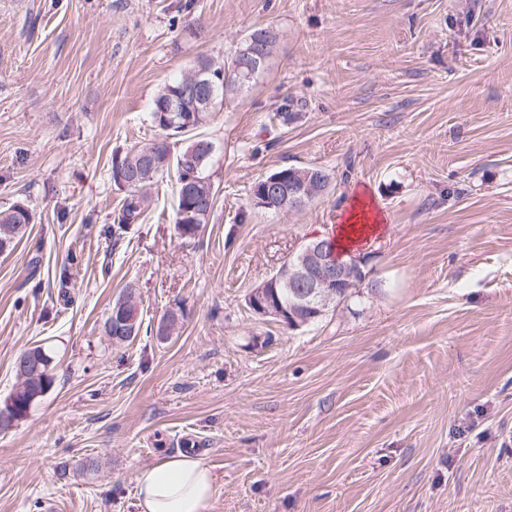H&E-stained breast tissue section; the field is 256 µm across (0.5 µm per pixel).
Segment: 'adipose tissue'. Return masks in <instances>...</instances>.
Wrapping results in <instances>:
<instances>
[{
	"mask_svg": "<svg viewBox=\"0 0 512 512\" xmlns=\"http://www.w3.org/2000/svg\"><path fill=\"white\" fill-rule=\"evenodd\" d=\"M382 221L367 193L355 194L336 228L337 251L359 247L379 231ZM217 488L213 470L186 453L141 466L136 475L139 512H210Z\"/></svg>",
	"mask_w": 512,
	"mask_h": 512,
	"instance_id": "obj_1",
	"label": "adipose tissue"
}]
</instances>
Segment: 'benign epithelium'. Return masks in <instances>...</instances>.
<instances>
[{"label":"benign epithelium","instance_id":"7a95c632","mask_svg":"<svg viewBox=\"0 0 512 512\" xmlns=\"http://www.w3.org/2000/svg\"><path fill=\"white\" fill-rule=\"evenodd\" d=\"M270 50L271 45L265 41L253 40L249 51L252 66L257 68L264 63L266 52ZM222 84L224 72L211 62L199 61L187 73L181 87L158 104L159 115L163 122L169 123L174 112H203L213 105L215 90ZM280 198L283 199L278 206L280 210L292 203V200L283 198L280 183L270 180L266 183V195L252 196L251 203L258 208ZM367 267L369 263L361 254L351 263L343 261V256L338 253L328 254L322 239L316 237L303 245L297 263L283 265L268 281L249 292L247 307L259 317H271L291 330L299 329L309 325L334 303L339 289L366 283L369 274L364 269ZM280 284L295 289L299 303L286 306L268 294L267 289ZM134 308L135 303L124 300L112 311L113 341L126 343L131 340L134 319L129 316V311ZM50 365L51 361L42 351L22 354L15 365L16 392H24L29 382L47 374Z\"/></svg>","mask_w":512,"mask_h":512}]
</instances>
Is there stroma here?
I'll use <instances>...</instances> for the list:
<instances>
[{"label":"stroma","mask_w":512,"mask_h":512,"mask_svg":"<svg viewBox=\"0 0 512 512\" xmlns=\"http://www.w3.org/2000/svg\"><path fill=\"white\" fill-rule=\"evenodd\" d=\"M185 1L0 0V209L35 216L0 255V401L26 349L54 357L0 433V512H139V467L181 452L218 477L210 512H512V0ZM262 26L263 73L200 129L208 224L178 235L168 174L113 239L112 163L161 139L158 91ZM290 166L334 179L251 205ZM360 191L383 292L300 330L254 316ZM129 287L147 331L116 348ZM133 302L123 300L114 311H112V332L110 336V314L104 323L105 333L110 336L114 342L126 343L134 338L133 330L130 326L134 325L133 316L129 317L130 309H137ZM131 334V336H129Z\"/></svg>","instance_id":"1"}]
</instances>
